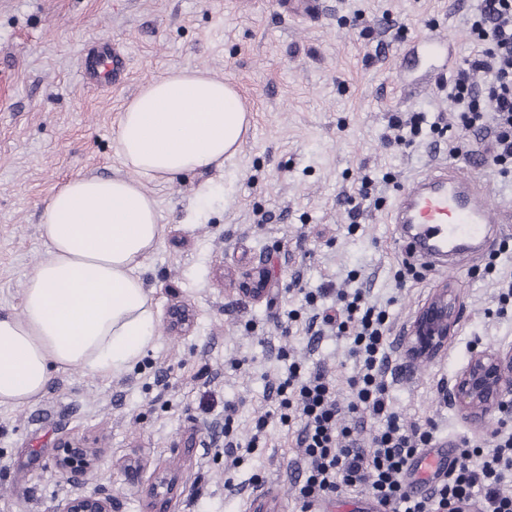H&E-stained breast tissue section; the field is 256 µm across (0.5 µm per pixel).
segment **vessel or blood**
Listing matches in <instances>:
<instances>
[{
	"label": "vessel or blood",
	"mask_w": 512,
	"mask_h": 512,
	"mask_svg": "<svg viewBox=\"0 0 512 512\" xmlns=\"http://www.w3.org/2000/svg\"><path fill=\"white\" fill-rule=\"evenodd\" d=\"M125 72L123 57L113 52L105 37L81 62V78L89 84H117ZM393 220L404 227L400 240L405 252L432 264L467 248L490 247V227L505 220L512 222V205L493 203L476 181L452 170L426 175L403 189ZM455 457L454 443L445 438L424 450L407 470L409 491L421 493L429 480L447 472Z\"/></svg>",
	"instance_id": "obj_1"
}]
</instances>
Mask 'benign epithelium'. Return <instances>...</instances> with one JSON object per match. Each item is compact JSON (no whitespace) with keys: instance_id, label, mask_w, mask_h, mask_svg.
Instances as JSON below:
<instances>
[{"instance_id":"obj_1","label":"benign epithelium","mask_w":512,"mask_h":512,"mask_svg":"<svg viewBox=\"0 0 512 512\" xmlns=\"http://www.w3.org/2000/svg\"><path fill=\"white\" fill-rule=\"evenodd\" d=\"M238 293L249 302H260L269 297L271 277L263 258H258L242 277ZM461 314L460 306L450 287L444 285L417 310L414 319L396 347L398 373H410L415 367L433 360L448 350V338L453 335ZM195 313L184 304H173L167 310L170 330L189 334L194 326ZM448 406L455 409L475 427L498 413L503 417L512 413V345L475 350L453 380L443 389ZM63 456L60 469L76 486L84 485L87 468L82 462L98 455L95 448L85 446L84 440L67 438L61 442ZM52 512H115L112 496L103 490L81 491L60 499Z\"/></svg>"}]
</instances>
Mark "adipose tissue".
<instances>
[{
    "label": "adipose tissue",
    "instance_id": "1",
    "mask_svg": "<svg viewBox=\"0 0 512 512\" xmlns=\"http://www.w3.org/2000/svg\"><path fill=\"white\" fill-rule=\"evenodd\" d=\"M248 117L224 80L184 66L141 89L121 112L124 173L82 176L47 202L45 257L27 277L20 313H0V406L38 403L72 368L117 375L156 341L142 279L164 227L148 181L223 167L240 150Z\"/></svg>",
    "mask_w": 512,
    "mask_h": 512
}]
</instances>
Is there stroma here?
<instances>
[{"label": "stroma", "instance_id": "1", "mask_svg": "<svg viewBox=\"0 0 512 512\" xmlns=\"http://www.w3.org/2000/svg\"><path fill=\"white\" fill-rule=\"evenodd\" d=\"M280 0H0V312H19L28 273L45 256L43 209L68 180L109 177L120 113L148 82L192 66L233 85L250 113L240 152L223 168L149 181L162 242L142 277L157 319V340L117 376L79 369L57 376L33 406L0 407V512H50L75 491L56 466L60 439L79 435L102 454L85 490L105 487L118 512H145L146 490L170 473L179 482L166 512H252L256 496L278 512H298L297 424L275 418L269 385L287 359L320 367L349 396L355 362L347 341L311 346L307 292L324 288L326 308L340 291L364 288L387 303L389 336H403L436 288L449 285L462 315L448 351L410 377L385 376L407 424L435 425L437 437L489 447L497 417L472 427L441 389L474 349L512 343V313L495 311L512 279L507 244L486 273L484 252L462 255L450 271L404 259L391 211L399 191L448 162L460 163L491 195L512 199V181L483 164L486 137L472 134L454 153L456 112L437 85L440 72L421 41L445 34L458 61L473 50L471 19L480 0H323L306 20L284 15ZM108 36L126 55L121 84L94 89L79 76L85 46ZM426 112L447 131L397 148L387 143L393 113ZM373 196H355L363 175ZM266 255L272 294L241 301L243 273ZM193 306L189 335L168 331L167 307ZM298 310L289 322V310ZM235 407L240 441L267 417L258 448L232 465L218 428ZM148 468L131 483L121 463Z\"/></svg>", "mask_w": 512, "mask_h": 512}]
</instances>
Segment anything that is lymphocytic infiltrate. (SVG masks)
<instances>
[{
  "label": "lymphocytic infiltrate",
  "mask_w": 512,
  "mask_h": 512,
  "mask_svg": "<svg viewBox=\"0 0 512 512\" xmlns=\"http://www.w3.org/2000/svg\"><path fill=\"white\" fill-rule=\"evenodd\" d=\"M474 50L458 66L448 97L462 132L492 135L490 155L500 174H512V0H484L473 17ZM486 82L476 85L474 73ZM336 314L311 317L313 339L331 333L351 342L356 371L348 380L347 403L336 397L331 379L321 370L289 362L268 389L282 410L281 421H300L297 444L306 460L296 485L300 512L336 494L340 487L368 491L386 512H512V494L504 484L512 478V429L504 428L492 448L463 447L443 480L427 494L411 496L404 487L408 463L435 441L433 430L405 424L394 410L383 376L390 365L389 313L366 300L362 289L340 292ZM366 410L382 423L370 447H361L355 428L340 426L344 413Z\"/></svg>",
  "instance_id": "f902f5d3"
}]
</instances>
